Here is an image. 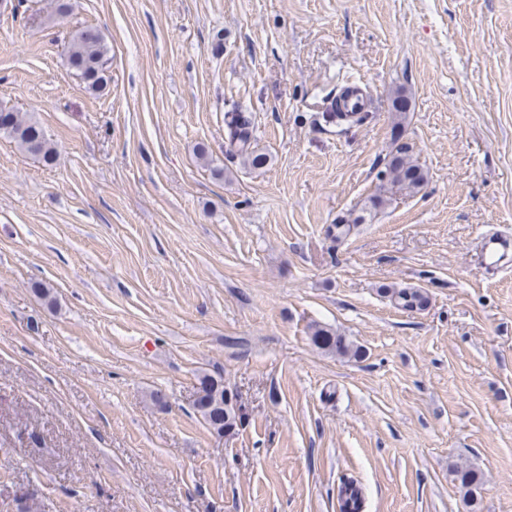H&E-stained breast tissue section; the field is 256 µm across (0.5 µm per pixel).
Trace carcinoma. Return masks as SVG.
<instances>
[{
  "label": "carcinoma",
  "instance_id": "1",
  "mask_svg": "<svg viewBox=\"0 0 512 512\" xmlns=\"http://www.w3.org/2000/svg\"><path fill=\"white\" fill-rule=\"evenodd\" d=\"M108 47L100 32L94 27H82L73 31L66 45V62L70 70L91 92L106 88ZM392 108L398 112L394 126L393 149L380 174L377 193L369 197L362 214L328 227V235L341 240L350 235L354 225L363 224L372 213L381 209L396 193L415 194L426 182L424 168L413 158L409 146L401 142L402 119L410 109V98L403 91L396 92ZM229 151L244 158L245 165L259 169L267 166V154L252 148L253 120L251 113L238 107L225 113ZM0 134L10 137L25 153L34 156L47 166L55 164L57 149L46 137L39 122L6 105H0ZM397 306L405 310H421L428 304V296L420 288L391 287L383 290ZM310 339L319 349L342 357H358L361 348L329 326H311ZM194 408L218 436L234 431L241 423L238 395L224 385V377L204 373L198 377ZM454 481L472 491L478 486L477 473L467 466L451 470ZM365 498L362 488L354 481L344 483L339 493L340 512H364Z\"/></svg>",
  "mask_w": 512,
  "mask_h": 512
}]
</instances>
